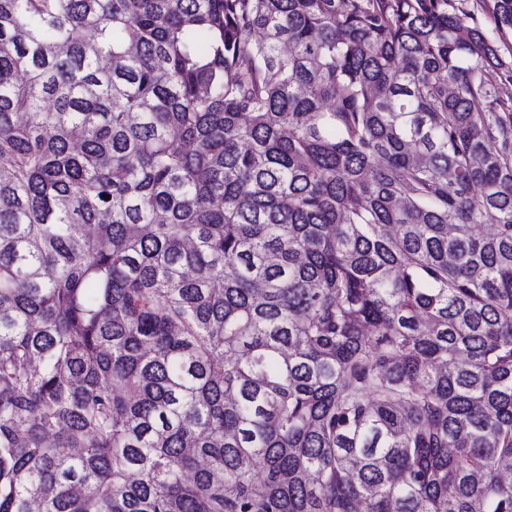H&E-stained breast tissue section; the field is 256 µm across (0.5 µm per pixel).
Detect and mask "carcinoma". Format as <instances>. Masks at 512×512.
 <instances>
[{
	"instance_id": "cac0c4a2",
	"label": "carcinoma",
	"mask_w": 512,
	"mask_h": 512,
	"mask_svg": "<svg viewBox=\"0 0 512 512\" xmlns=\"http://www.w3.org/2000/svg\"><path fill=\"white\" fill-rule=\"evenodd\" d=\"M449 7L0 0V512H512V64Z\"/></svg>"
}]
</instances>
